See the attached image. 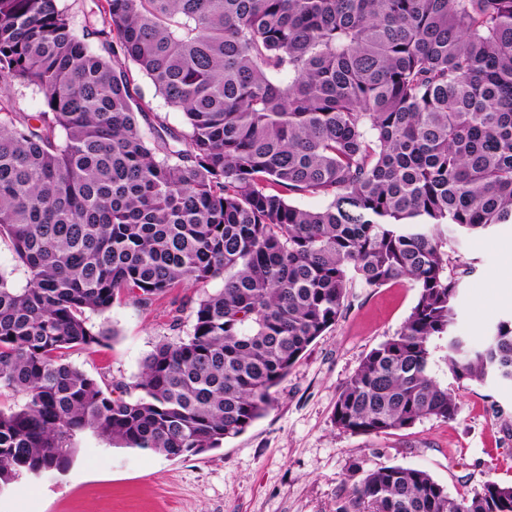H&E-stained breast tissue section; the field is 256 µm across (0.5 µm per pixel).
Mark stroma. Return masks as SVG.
I'll use <instances>...</instances> for the list:
<instances>
[{"instance_id":"35a3bbf8","label":"stroma","mask_w":512,"mask_h":512,"mask_svg":"<svg viewBox=\"0 0 512 512\" xmlns=\"http://www.w3.org/2000/svg\"><path fill=\"white\" fill-rule=\"evenodd\" d=\"M455 250L469 271L460 277L454 329L478 346L491 326L512 318V302L498 301L489 281L512 260V224L460 240ZM196 296L176 288L148 304L126 298L92 314L116 336L97 352H70L69 361L107 387L133 382L157 343L190 332ZM416 297L404 282L351 289L343 318L275 387L266 414L220 448L169 458L85 433L66 472L16 481L0 492V512H342L361 472L391 465L426 470L454 496L489 478L512 484V384L456 380L441 340L431 348V373L456 395L455 421L426 419L391 435L336 426L339 388L400 330Z\"/></svg>"}]
</instances>
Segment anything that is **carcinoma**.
<instances>
[{
  "label": "carcinoma",
  "mask_w": 512,
  "mask_h": 512,
  "mask_svg": "<svg viewBox=\"0 0 512 512\" xmlns=\"http://www.w3.org/2000/svg\"><path fill=\"white\" fill-rule=\"evenodd\" d=\"M0 0V487L63 472L74 439L170 458L244 433L349 290L405 281L416 303L342 386L353 434L452 422L430 373L512 383V320L454 334L452 244L512 224V0ZM135 66L186 118L176 134ZM45 109L21 111L16 85ZM328 199L318 210L296 195ZM224 285L186 338L107 389L67 361L104 347L89 322L124 298ZM342 512H512L493 479L452 496L422 469L363 472ZM0 267L12 270V282L16 287H21L25 283V272L22 267L16 265L11 243L8 238L0 239Z\"/></svg>",
  "instance_id": "obj_1"
}]
</instances>
